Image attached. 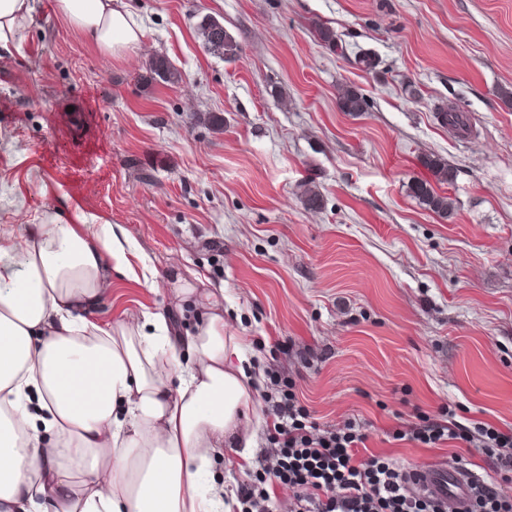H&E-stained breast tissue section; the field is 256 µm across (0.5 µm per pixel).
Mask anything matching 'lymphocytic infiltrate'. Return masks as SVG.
Wrapping results in <instances>:
<instances>
[{"mask_svg": "<svg viewBox=\"0 0 512 512\" xmlns=\"http://www.w3.org/2000/svg\"><path fill=\"white\" fill-rule=\"evenodd\" d=\"M265 400L271 424L264 469L292 488L290 512H439L433 499L410 490L407 471L391 460H359L367 436L357 419L321 430L293 389H276ZM395 437L429 446L461 441L481 450L496 474L474 487L472 512H512V492L498 479L512 472V431L423 417L402 423Z\"/></svg>", "mask_w": 512, "mask_h": 512, "instance_id": "obj_1", "label": "lymphocytic infiltrate"}]
</instances>
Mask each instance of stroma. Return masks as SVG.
I'll return each instance as SVG.
<instances>
[{"instance_id":"obj_1","label":"stroma","mask_w":512,"mask_h":512,"mask_svg":"<svg viewBox=\"0 0 512 512\" xmlns=\"http://www.w3.org/2000/svg\"><path fill=\"white\" fill-rule=\"evenodd\" d=\"M127 2L143 27L127 58L102 54L55 0H36L0 49V245L56 213L120 225L130 266L95 321L165 310L183 332L196 317L176 280L223 286L226 335L255 371L292 381L319 426L361 421L360 459L491 474L477 449L392 434L446 406L464 426L512 430V0ZM206 15L239 59L204 48ZM156 54L179 83H148ZM345 84L366 111L339 110ZM441 105L469 134L437 121ZM429 155L455 171L435 186L446 216L409 190ZM269 422L259 399L254 447L213 459L228 495L262 475Z\"/></svg>"}]
</instances>
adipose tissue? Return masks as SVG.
<instances>
[{"label":"adipose tissue","mask_w":512,"mask_h":512,"mask_svg":"<svg viewBox=\"0 0 512 512\" xmlns=\"http://www.w3.org/2000/svg\"><path fill=\"white\" fill-rule=\"evenodd\" d=\"M103 53L124 57L143 29L126 0H56ZM123 229L53 215L23 229L0 264V512H221L213 457L251 447L252 385L224 333L223 288L178 281L198 321L159 346L165 313L101 325L86 317L127 262ZM178 387H170V376Z\"/></svg>","instance_id":"obj_1"}]
</instances>
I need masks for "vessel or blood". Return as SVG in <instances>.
I'll list each match as a JSON object with an SVG mask.
<instances>
[{
    "label": "vessel or blood",
    "instance_id": "obj_1",
    "mask_svg": "<svg viewBox=\"0 0 512 512\" xmlns=\"http://www.w3.org/2000/svg\"><path fill=\"white\" fill-rule=\"evenodd\" d=\"M410 485L454 512H469L472 503L471 479L461 470L436 461L423 464L409 473Z\"/></svg>",
    "mask_w": 512,
    "mask_h": 512
}]
</instances>
